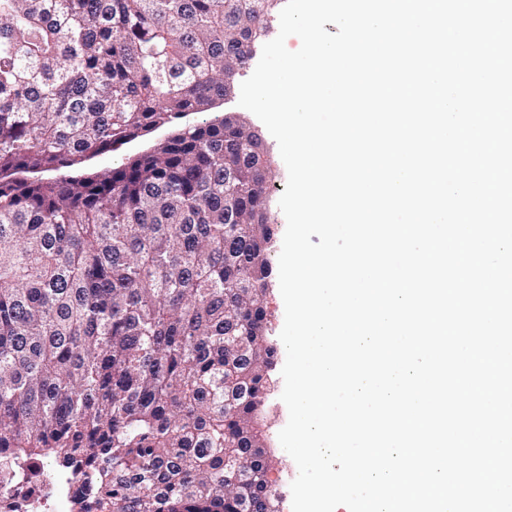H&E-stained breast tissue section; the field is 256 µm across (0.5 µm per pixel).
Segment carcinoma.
I'll use <instances>...</instances> for the list:
<instances>
[{"mask_svg": "<svg viewBox=\"0 0 512 512\" xmlns=\"http://www.w3.org/2000/svg\"><path fill=\"white\" fill-rule=\"evenodd\" d=\"M286 0H0V483L70 512H270V160L224 98ZM235 454L236 464L225 462Z\"/></svg>", "mask_w": 512, "mask_h": 512, "instance_id": "carcinoma-1", "label": "carcinoma"}]
</instances>
